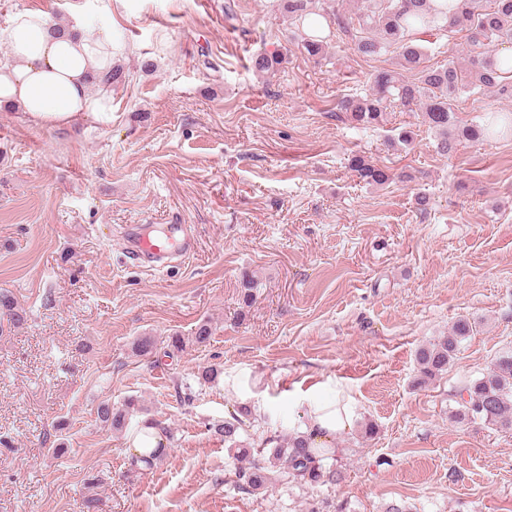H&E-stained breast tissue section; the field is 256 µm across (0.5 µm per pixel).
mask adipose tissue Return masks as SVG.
Returning <instances> with one entry per match:
<instances>
[{"label": "adipose tissue", "instance_id": "obj_1", "mask_svg": "<svg viewBox=\"0 0 512 512\" xmlns=\"http://www.w3.org/2000/svg\"><path fill=\"white\" fill-rule=\"evenodd\" d=\"M9 54L0 62V112L21 111L39 127L66 128L82 120L107 122L109 98L90 86L114 63L110 35L84 33L80 18L58 24L44 11L18 13L4 34ZM358 420L353 398L341 395L307 408L299 433L326 448Z\"/></svg>", "mask_w": 512, "mask_h": 512}]
</instances>
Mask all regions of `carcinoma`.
Segmentation results:
<instances>
[{
  "label": "carcinoma",
  "instance_id": "1",
  "mask_svg": "<svg viewBox=\"0 0 512 512\" xmlns=\"http://www.w3.org/2000/svg\"><path fill=\"white\" fill-rule=\"evenodd\" d=\"M279 7L288 19L302 23L306 18L321 17L327 27L342 33L351 32L358 22L360 34L355 36L356 50L373 57L395 49L399 70L375 75L372 89L364 96L342 99L338 111L348 121L362 127H375L384 116L396 109L418 108L424 122L438 133L437 152L446 155L461 141H475L497 133L493 125L460 126L455 123L452 102L464 89L478 87L485 91H508L504 81L512 68L504 66L497 57L496 47L512 44V0H459L457 10L448 13L444 0H362L357 18L346 17L336 9V0H279ZM426 31L468 33L470 54L467 66L451 61L443 66L426 65V47L419 35ZM298 47L311 58H325L329 47L323 36L301 35ZM286 62L284 56L258 54L252 58V68L258 73H273ZM417 75L413 81L403 78L402 72ZM350 168L367 184L382 187L391 175L360 155L349 160ZM0 313L10 322L27 321L26 312L15 305L13 297L0 292ZM472 326L465 320L456 321L448 335L417 352L420 380L431 381L448 371L460 344L471 335ZM458 407L453 417L460 421H476L493 429L512 431V353L500 356L488 372L468 379L453 394ZM136 403L128 401L123 408L103 402L97 408L99 421L121 431L129 425V415ZM251 411L239 406L224 418L218 431L224 435L228 451L235 452L240 488L257 493L266 488L270 471L285 470L288 477L304 484H335L342 471L326 454L310 448L298 433H291L257 458L251 448L240 440Z\"/></svg>",
  "mask_w": 512,
  "mask_h": 512
}]
</instances>
